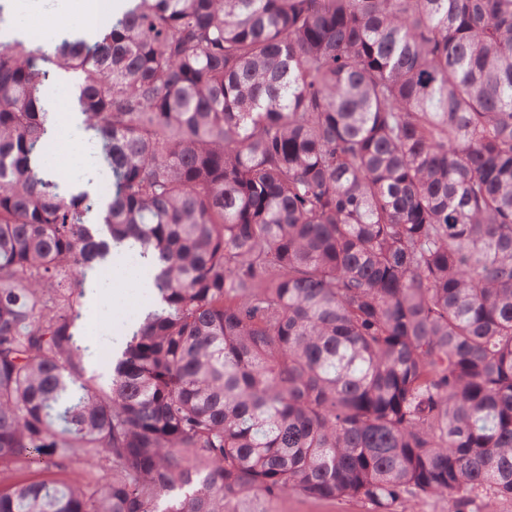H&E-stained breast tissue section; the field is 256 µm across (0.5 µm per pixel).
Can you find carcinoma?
Here are the masks:
<instances>
[{"instance_id": "1", "label": "carcinoma", "mask_w": 512, "mask_h": 512, "mask_svg": "<svg viewBox=\"0 0 512 512\" xmlns=\"http://www.w3.org/2000/svg\"><path fill=\"white\" fill-rule=\"evenodd\" d=\"M70 75L99 203L45 168ZM111 241L158 305L101 381ZM0 471V512L512 505V0H125L0 42ZM82 21L83 27L89 34L93 33L101 23L102 14L106 11L112 12L113 0H82ZM274 512H366L360 503L350 501H310L288 497L275 506Z\"/></svg>"}]
</instances>
